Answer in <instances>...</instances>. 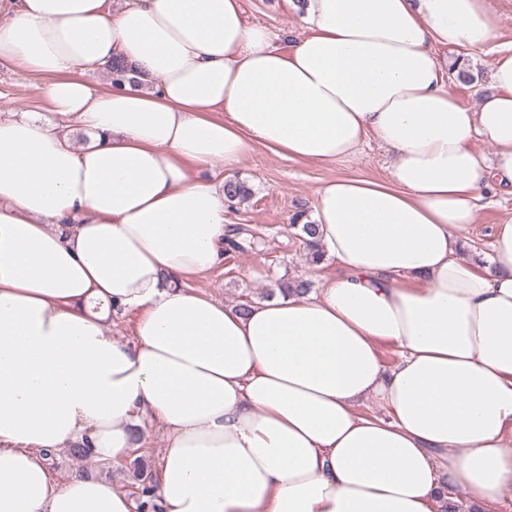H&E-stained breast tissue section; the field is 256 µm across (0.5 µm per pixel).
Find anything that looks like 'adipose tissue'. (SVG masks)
Here are the masks:
<instances>
[{
    "mask_svg": "<svg viewBox=\"0 0 512 512\" xmlns=\"http://www.w3.org/2000/svg\"><path fill=\"white\" fill-rule=\"evenodd\" d=\"M287 2L284 50L241 0H0V60L49 105L0 117V512H132L106 480L56 485L41 452L112 460L144 416L166 512H439L453 488L493 512L512 489V217L458 256L478 202L512 194V47L471 107L434 47L484 50L486 0ZM115 60L134 82L86 80ZM370 138L393 181L317 189L337 266L319 293L243 313L193 288L229 238L224 187L196 171L256 144L330 164ZM118 311L135 344L108 333ZM370 398L386 417L358 413Z\"/></svg>",
    "mask_w": 512,
    "mask_h": 512,
    "instance_id": "adipose-tissue-1",
    "label": "adipose tissue"
}]
</instances>
